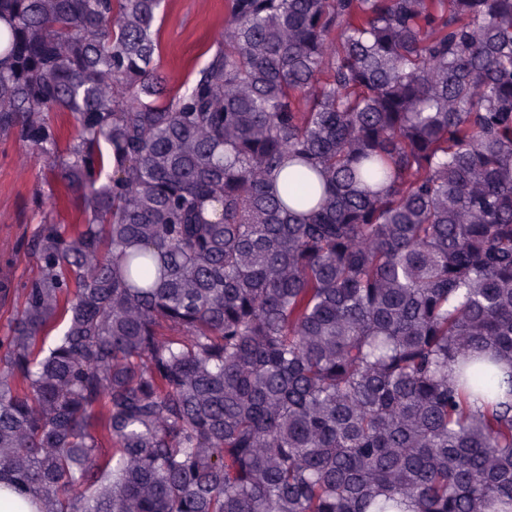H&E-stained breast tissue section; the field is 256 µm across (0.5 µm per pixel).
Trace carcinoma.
Returning a JSON list of instances; mask_svg holds the SVG:
<instances>
[{"label":"carcinoma","mask_w":512,"mask_h":512,"mask_svg":"<svg viewBox=\"0 0 512 512\" xmlns=\"http://www.w3.org/2000/svg\"><path fill=\"white\" fill-rule=\"evenodd\" d=\"M164 2L0 0V136L82 216L0 259V483L512 512V0H226L177 89Z\"/></svg>","instance_id":"cac0c4a2"}]
</instances>
